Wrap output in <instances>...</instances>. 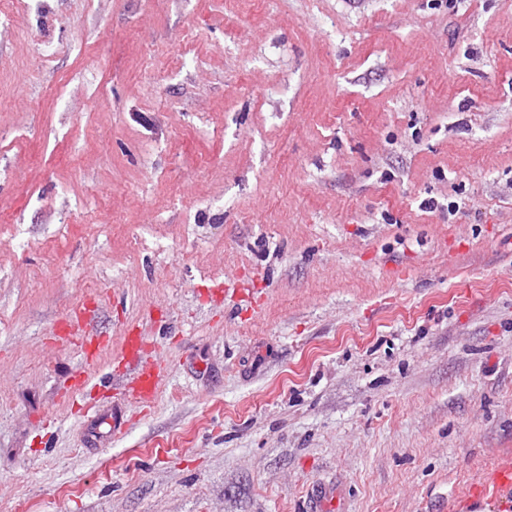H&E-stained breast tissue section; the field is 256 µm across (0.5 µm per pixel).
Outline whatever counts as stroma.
<instances>
[{
  "mask_svg": "<svg viewBox=\"0 0 512 512\" xmlns=\"http://www.w3.org/2000/svg\"><path fill=\"white\" fill-rule=\"evenodd\" d=\"M1 56L0 512H512V0H29ZM129 328L153 406L65 400ZM95 319V309L84 306L74 322L75 330L84 344L88 366L94 365L98 352L108 344L106 337L98 335Z\"/></svg>",
  "mask_w": 512,
  "mask_h": 512,
  "instance_id": "obj_1",
  "label": "stroma"
}]
</instances>
